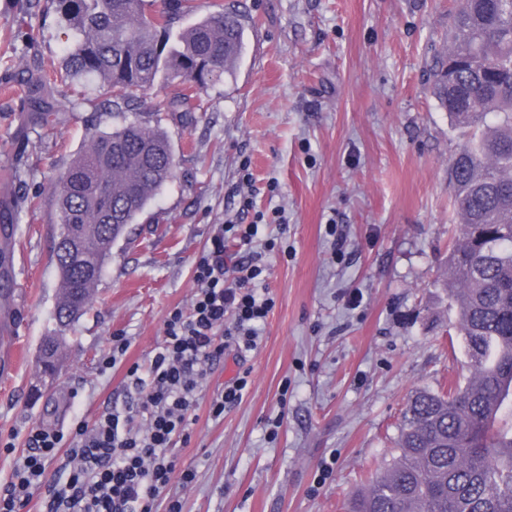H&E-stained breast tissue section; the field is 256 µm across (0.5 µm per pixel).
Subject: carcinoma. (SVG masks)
<instances>
[{
	"instance_id": "carcinoma-1",
	"label": "carcinoma",
	"mask_w": 512,
	"mask_h": 512,
	"mask_svg": "<svg viewBox=\"0 0 512 512\" xmlns=\"http://www.w3.org/2000/svg\"><path fill=\"white\" fill-rule=\"evenodd\" d=\"M196 0H51L69 36L60 81L95 79L123 121L93 133L54 184L61 291L54 318L68 327L89 305L112 245L173 179L164 132L125 117L161 80L175 84L153 115L188 123L195 96L233 74L243 49L239 12L211 11L175 24ZM433 91L463 142L450 161L460 234L446 269L451 321L470 375L464 384L417 390L398 426V455L353 500L350 512H512V0H456ZM58 91L38 79L31 110L57 120Z\"/></svg>"
}]
</instances>
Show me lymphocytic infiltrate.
Wrapping results in <instances>:
<instances>
[{"mask_svg": "<svg viewBox=\"0 0 512 512\" xmlns=\"http://www.w3.org/2000/svg\"><path fill=\"white\" fill-rule=\"evenodd\" d=\"M259 224H217L193 266L197 290L189 309L169 310L163 339L147 364L128 367L134 402L113 407L95 424L77 422L71 433L39 428L27 437L11 478L0 483V512H22L33 491L43 512H183L167 496L172 480L191 485L196 474L171 453L188 442L203 384L226 348L244 355L257 348L274 306L257 284L265 252L257 250ZM237 251L228 254L227 242ZM66 450V478L46 475V462Z\"/></svg>", "mask_w": 512, "mask_h": 512, "instance_id": "obj_1", "label": "lymphocytic infiltrate"}]
</instances>
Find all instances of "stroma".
I'll list each match as a JSON object with an SVG mask.
<instances>
[{"mask_svg":"<svg viewBox=\"0 0 512 512\" xmlns=\"http://www.w3.org/2000/svg\"><path fill=\"white\" fill-rule=\"evenodd\" d=\"M224 3L244 24L236 70L201 94L190 123L164 120L176 175L114 244L91 303L62 331L52 185L90 129L117 120L92 81L60 99L56 123L28 111L20 79L52 73L67 38L49 0L32 16L0 0V193L37 197L14 222L10 291L27 317L9 340L22 359L0 378V482L29 431L91 425L126 400L127 367L148 361L167 311L190 304L211 225L260 213L281 216L261 234L276 242L262 274L275 306L256 350L217 362L191 439L174 449L196 472L190 487L167 489L183 512H348L396 456L410 391L469 374L437 286L458 233L448 167L459 140L429 72L454 0ZM26 29L35 40L21 38ZM57 334L61 366L46 383L39 351ZM116 335L130 347L101 370ZM241 372L242 401L213 419L211 397Z\"/></svg>","mask_w":512,"mask_h":512,"instance_id":"1","label":"stroma"}]
</instances>
